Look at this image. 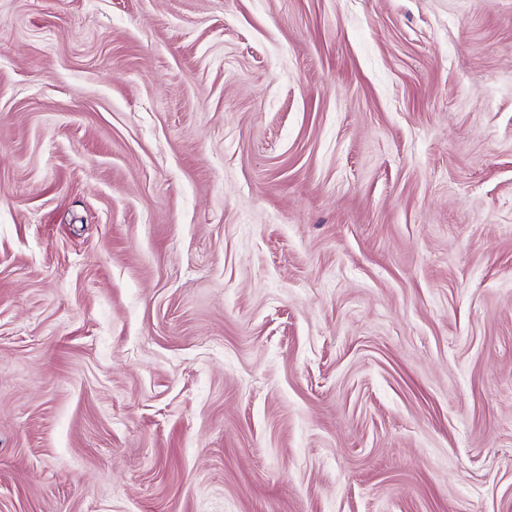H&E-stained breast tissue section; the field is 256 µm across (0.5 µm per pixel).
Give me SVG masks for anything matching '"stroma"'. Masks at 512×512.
I'll use <instances>...</instances> for the list:
<instances>
[{"mask_svg": "<svg viewBox=\"0 0 512 512\" xmlns=\"http://www.w3.org/2000/svg\"><path fill=\"white\" fill-rule=\"evenodd\" d=\"M0 512H512V0H0Z\"/></svg>", "mask_w": 512, "mask_h": 512, "instance_id": "35a3bbf8", "label": "stroma"}]
</instances>
